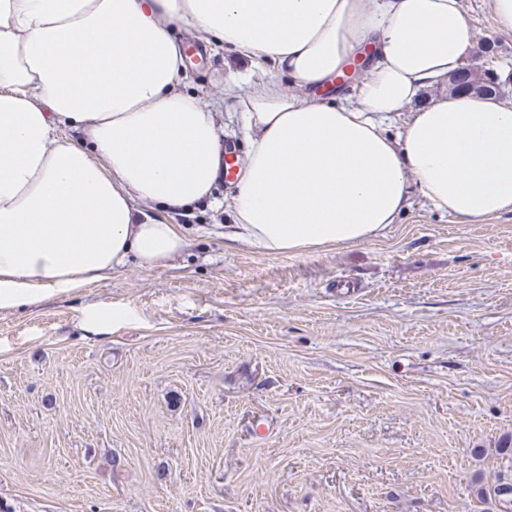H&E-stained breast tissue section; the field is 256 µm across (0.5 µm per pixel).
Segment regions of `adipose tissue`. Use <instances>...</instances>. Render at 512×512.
<instances>
[{
    "label": "adipose tissue",
    "instance_id": "1",
    "mask_svg": "<svg viewBox=\"0 0 512 512\" xmlns=\"http://www.w3.org/2000/svg\"><path fill=\"white\" fill-rule=\"evenodd\" d=\"M276 62L240 102L246 161L231 240L302 253L384 234L417 186L477 224L512 211V109L448 95L387 123L462 66L461 0H0V309L188 245L160 211L211 196L222 167L212 105L178 91L175 26ZM359 104L314 98L352 61ZM423 91H428L431 94L432 99H436V98L446 95L448 93L447 89L443 86L442 82L437 85H434L432 87L425 88L421 92H423ZM421 92L419 93V95L421 94ZM419 95H418V97H419ZM417 98L412 103H410L409 105L405 106L402 109V111H401L402 113L400 114L398 119L394 123H392L391 126H389V129H388L389 133L396 136L398 133H400L402 131L405 122L410 117V112H415V110L419 107V106H416Z\"/></svg>",
    "mask_w": 512,
    "mask_h": 512
}]
</instances>
